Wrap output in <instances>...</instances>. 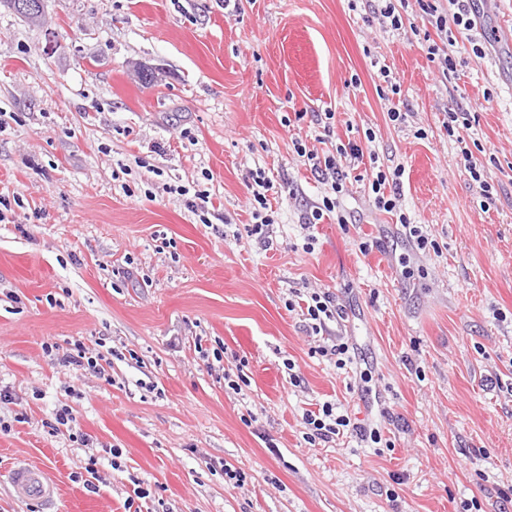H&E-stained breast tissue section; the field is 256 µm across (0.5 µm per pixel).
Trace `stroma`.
I'll return each instance as SVG.
<instances>
[{"label":"stroma","instance_id":"35a3bbf8","mask_svg":"<svg viewBox=\"0 0 512 512\" xmlns=\"http://www.w3.org/2000/svg\"><path fill=\"white\" fill-rule=\"evenodd\" d=\"M371 7L44 0L31 24L0 5V469L20 459L59 488L36 503L0 478V512H499L512 498V0L441 33L416 0L411 29ZM458 107L476 114L462 145L446 128ZM297 140L367 154L310 252L303 216L327 188ZM398 166L402 213L437 252L374 205L373 175ZM259 175L264 242L247 234ZM314 291L344 308L316 336L299 307ZM76 340L109 354L107 378L44 351ZM338 341L342 369L313 352ZM326 402L382 443H308L303 415ZM64 406L84 442L51 431Z\"/></svg>","mask_w":512,"mask_h":512}]
</instances>
